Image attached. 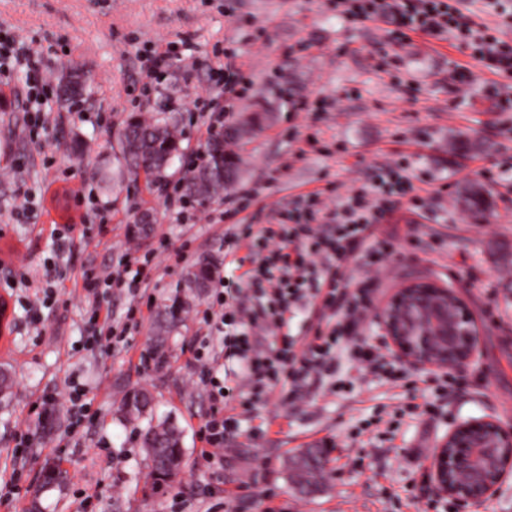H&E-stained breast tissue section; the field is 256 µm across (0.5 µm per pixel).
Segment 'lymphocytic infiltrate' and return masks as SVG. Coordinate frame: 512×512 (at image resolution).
Segmentation results:
<instances>
[{
    "label": "lymphocytic infiltrate",
    "mask_w": 512,
    "mask_h": 512,
    "mask_svg": "<svg viewBox=\"0 0 512 512\" xmlns=\"http://www.w3.org/2000/svg\"><path fill=\"white\" fill-rule=\"evenodd\" d=\"M334 6L351 22L387 24L389 40L400 44L419 34L451 38L490 72L512 78V42L503 37L504 28L512 26V9L504 0H485L486 9L501 20L495 27L475 24L463 0H335ZM22 67L27 70L25 97L36 98L43 79L40 52L0 28V78ZM405 206L420 209L424 202L414 195L406 168L392 160L371 167L364 190L340 196L330 183L293 196L255 232L235 227L241 204L232 203L221 213V221L234 225L224 236V254L242 273L220 279L215 304L201 318L209 335L220 337L224 353L218 368L205 366L200 372L211 386L214 405H229L246 390L257 402L277 386L294 387L313 377L331 379L332 390L343 391V383L334 380L343 358L362 376L385 367L380 346L364 340L360 327L397 249L394 237L379 236V226ZM244 237L251 238L253 247L248 270L236 255ZM149 265L139 248L128 247L107 276L86 270L83 286L91 292L105 285L135 298L150 288ZM353 279L358 282L354 289L348 286ZM302 310L308 323L301 342L289 324ZM265 333L272 335V343H261ZM238 430L233 415L207 420L203 459L223 466L224 445Z\"/></svg>",
    "instance_id": "f902f5d3"
}]
</instances>
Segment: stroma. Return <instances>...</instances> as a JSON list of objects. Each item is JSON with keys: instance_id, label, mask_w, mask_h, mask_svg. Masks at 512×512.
<instances>
[{"instance_id": "obj_1", "label": "stroma", "mask_w": 512, "mask_h": 512, "mask_svg": "<svg viewBox=\"0 0 512 512\" xmlns=\"http://www.w3.org/2000/svg\"><path fill=\"white\" fill-rule=\"evenodd\" d=\"M0 26L43 47L49 86L42 108L54 126L47 141L32 139L16 95L26 75L14 71L0 89V297L13 311L11 331L0 337V368L14 379L11 396L0 400V485L19 492L0 497V512H224L229 489L240 512H455L430 477L441 439L468 419L490 417L512 431V111L496 102L512 81L451 41L427 36L387 44L385 68L377 70L371 56L384 42L382 24L352 26L330 0H0ZM156 46L168 49L170 65L147 83L141 65ZM229 52L241 98L224 138L239 159L237 175L222 197L198 207L197 221L181 222L145 174L122 171L120 134L134 113L172 117L183 154L168 177L184 178L187 155L206 148L195 116L213 111L208 91ZM457 64L474 81L455 95L450 72ZM71 69L88 77L89 89L64 105L58 85ZM260 107L263 125L236 137L237 122ZM309 135L325 151L293 159ZM398 154L427 212L417 228L395 226L399 247L385 281L394 289L421 275L460 293L478 331L473 359L452 371L461 388L436 416L421 415L414 408L434 399L436 371L407 362L401 379L359 382L343 359L336 376L348 380L344 392L311 381L300 405H289L279 388L268 401L238 406L240 432L224 451V468L209 466L200 431L213 404L190 360L197 348L206 359L220 355L218 337L198 346L207 337L200 318L215 291L197 294L183 283L200 257L224 258V227L207 223V215L251 189L271 207L329 182L343 195L366 185L371 166ZM288 158L292 166L281 170ZM471 184L489 193L484 215L464 205ZM22 188L34 198L24 223L15 217ZM143 211L156 224L140 251L161 277L150 299L86 292L85 269L107 270ZM64 224L75 225L74 243L59 254L53 231ZM430 230L441 235L437 251L412 245ZM163 241L167 249L185 248L186 259L167 257ZM48 289L52 299L39 304ZM177 296L187 301L181 320L155 353L159 314ZM97 304L126 327L125 342L88 348V313ZM74 382L86 389L90 412L73 437L67 393ZM133 388L148 389L156 416L170 417L182 433L175 479L150 477L142 426L119 411ZM47 391L62 395L50 424L32 411ZM21 430L34 444L18 453ZM308 448L318 449L326 466L318 489L303 493L291 483L289 464ZM47 464L66 470L67 481L40 488ZM84 491L94 495L86 504Z\"/></svg>"}]
</instances>
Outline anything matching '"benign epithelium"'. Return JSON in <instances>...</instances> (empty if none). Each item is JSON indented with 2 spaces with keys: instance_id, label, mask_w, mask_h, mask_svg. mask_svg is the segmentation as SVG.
<instances>
[{
  "instance_id": "obj_1",
  "label": "benign epithelium",
  "mask_w": 512,
  "mask_h": 512,
  "mask_svg": "<svg viewBox=\"0 0 512 512\" xmlns=\"http://www.w3.org/2000/svg\"><path fill=\"white\" fill-rule=\"evenodd\" d=\"M388 343L401 357L436 370L474 356L478 334L460 296L429 279H408L379 311ZM512 466V434L489 418L456 424L441 440L431 471L437 493L464 506L495 494Z\"/></svg>"
}]
</instances>
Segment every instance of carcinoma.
Returning a JSON list of instances; mask_svg holds the SVG:
<instances>
[{"instance_id": "obj_1", "label": "carcinoma", "mask_w": 512, "mask_h": 512, "mask_svg": "<svg viewBox=\"0 0 512 512\" xmlns=\"http://www.w3.org/2000/svg\"><path fill=\"white\" fill-rule=\"evenodd\" d=\"M84 85L79 78L67 72L62 76V93L64 100L73 101L83 95ZM209 161L206 166L192 173L186 179V194L194 200L205 203L224 191L236 172V161L225 149L224 135L214 136L207 145ZM181 153L180 140L175 124L166 120L148 121L144 118L129 119L122 134V158L127 167L144 168L145 172L156 179L166 176L169 162ZM464 198L469 209L481 214L489 206L480 186L473 184L464 190ZM215 262L203 258L191 266L184 274L188 288H205L212 279ZM152 395L145 389H133L122 398L120 411L122 416L134 421L143 417L150 409ZM141 444L151 462L152 472H161L166 479L177 472H165L164 462L175 461L180 467L182 459V442L177 429L167 422H160L141 432ZM292 463V480L297 488L307 490L318 483L323 464L317 451L308 449L296 456Z\"/></svg>"}]
</instances>
